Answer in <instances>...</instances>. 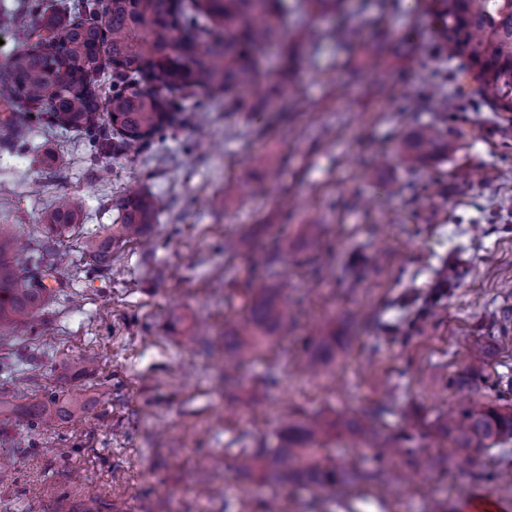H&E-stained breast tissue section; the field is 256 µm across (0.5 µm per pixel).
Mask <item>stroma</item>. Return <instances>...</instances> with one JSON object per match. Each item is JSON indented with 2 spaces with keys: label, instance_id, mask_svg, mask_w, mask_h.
I'll return each mask as SVG.
<instances>
[{
  "label": "stroma",
  "instance_id": "obj_1",
  "mask_svg": "<svg viewBox=\"0 0 512 512\" xmlns=\"http://www.w3.org/2000/svg\"><path fill=\"white\" fill-rule=\"evenodd\" d=\"M306 23L289 15L267 79L238 95V111L220 96L179 98L175 128L151 151L97 154L41 104L0 110V224L55 276L39 316L51 336L0 332V459L11 461L0 512L82 501L95 512H264L271 499L282 512H460L474 493L512 512L495 477L512 450L457 468L454 448L419 437L431 470L400 462L407 482L361 494L268 485L237 468L314 413L391 401L387 433L407 429L408 407L433 421L460 396L466 336L488 339L487 388L512 378V112L457 84L460 60L433 39L432 0H389L359 20L376 48L368 61L330 42L311 53ZM434 88L456 94L454 111L429 107ZM14 114L28 131L19 150ZM424 126L444 146L407 164L402 145ZM133 188L161 200L151 246L122 241L111 266H91L86 242L118 223ZM64 195L83 210L54 236L45 219ZM49 236L53 249L39 251ZM272 250L276 263L254 266ZM265 288L282 290L288 322L225 382L210 343ZM321 330L341 346L317 377L297 362ZM66 363L78 374H63ZM44 396L79 408L34 426L20 408Z\"/></svg>",
  "mask_w": 512,
  "mask_h": 512
}]
</instances>
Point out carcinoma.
Instances as JSON below:
<instances>
[{
  "instance_id": "obj_1",
  "label": "carcinoma",
  "mask_w": 512,
  "mask_h": 512,
  "mask_svg": "<svg viewBox=\"0 0 512 512\" xmlns=\"http://www.w3.org/2000/svg\"><path fill=\"white\" fill-rule=\"evenodd\" d=\"M384 0H78L63 5L68 20L48 27V35L32 28L23 17L14 19L25 45L11 58L12 97L40 103L64 125L90 137L95 145L121 153L149 147L162 139L175 120L176 104L168 94L197 90L224 96L228 112L238 109L231 94L258 84L267 76L259 61L262 49L281 41L284 19L291 11L316 15L337 13L340 26L331 35L317 26L306 30L305 41L315 52L332 37L336 50L357 49L368 58L373 46L358 39L354 20ZM440 24L436 38L452 57L463 58L482 99L495 110L512 112V0H434ZM440 133L427 128L404 144L407 160L419 162L436 150ZM159 200L136 191L120 203V223L111 232L89 241L88 253L99 265L111 261L112 242L146 240L155 222ZM82 201L60 198L47 216L49 227L62 233L78 223ZM15 238L0 225V328L33 323L52 289L51 277L35 259L21 277L11 261ZM288 320V305L273 291L255 296L243 316L224 328V375L232 376L254 357ZM336 333L320 337L311 355L301 361L305 373H318L336 353ZM468 401L448 407L437 433L455 445L468 460L473 453L512 443V403L502 393L482 392L479 381L487 365L483 336H467ZM389 406L346 420L312 415L282 434V447L245 454L240 469L260 471L269 481H306L324 487L346 484L360 488L372 476L340 469L320 456L325 442L337 433L358 444L373 442L376 455L393 460L413 439L405 433L383 436L380 417ZM34 424L62 419L69 409L54 398L37 399L25 407Z\"/></svg>"
}]
</instances>
